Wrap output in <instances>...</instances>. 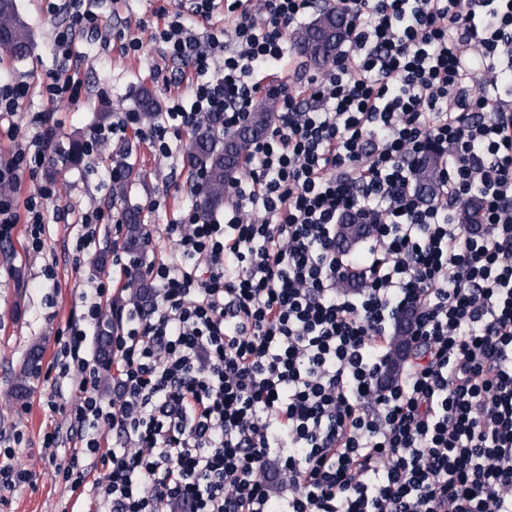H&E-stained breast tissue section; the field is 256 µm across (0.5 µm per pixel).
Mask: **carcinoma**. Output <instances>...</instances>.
Masks as SVG:
<instances>
[{
    "label": "carcinoma",
    "instance_id": "cac0c4a2",
    "mask_svg": "<svg viewBox=\"0 0 512 512\" xmlns=\"http://www.w3.org/2000/svg\"><path fill=\"white\" fill-rule=\"evenodd\" d=\"M0 21L10 23L13 27L12 40L0 43V57L9 55L22 60L30 55L34 47L33 35L19 16L16 0H0ZM347 24V17L336 7L327 6L321 9L311 23L295 33L294 46L297 53L308 64L317 68L334 62L347 36ZM136 103L143 119L149 122L157 119L154 99L149 90H141ZM276 106L275 98H263L249 114L245 124L226 136L218 132L222 119L217 114L209 115L191 131L186 145L185 161L191 172L203 177L202 183L194 189L192 195L201 217L208 216L212 209L224 204V200L228 198L229 183L235 175L245 170L244 163L249 157L252 144L267 132L275 118ZM438 159L439 154L429 152L415 171L416 185L426 202L433 200L440 191L436 174ZM112 169L118 173L112 181V204L123 206L125 248L134 255H141L144 253L150 230L141 223L140 212L127 206L128 186L140 176V172L121 153L112 156ZM479 207V200L471 199L461 208L459 222L477 223ZM126 288L129 290V300L138 306L148 305L155 295L152 284L143 277L129 280ZM111 338L110 328L100 331L95 338L99 365L107 372L103 380L108 385L112 384V377L108 375L112 364ZM40 360V348H32L21 364L15 396L21 397L27 392L26 381L39 373Z\"/></svg>",
    "mask_w": 512,
    "mask_h": 512
}]
</instances>
